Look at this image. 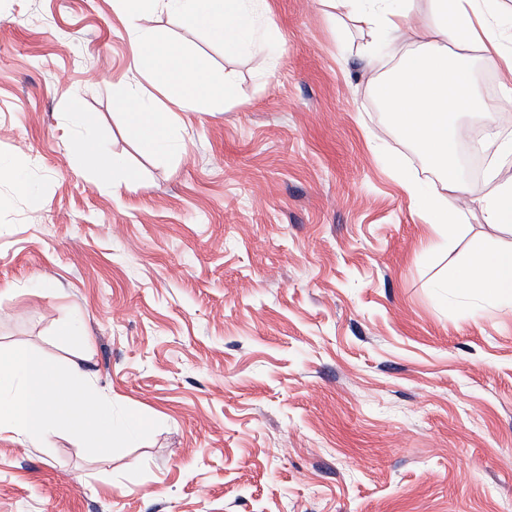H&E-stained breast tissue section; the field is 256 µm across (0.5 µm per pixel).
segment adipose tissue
Returning <instances> with one entry per match:
<instances>
[{"mask_svg": "<svg viewBox=\"0 0 512 512\" xmlns=\"http://www.w3.org/2000/svg\"><path fill=\"white\" fill-rule=\"evenodd\" d=\"M359 24L383 43L401 39L416 13L417 0H339ZM431 22L416 31V49L390 72L382 93L400 134L416 144L442 175L447 197L431 211L445 231H453L454 199L467 188L457 173L458 146L452 134L461 115L478 109L473 66L482 58L498 59L512 75V49L482 0H427ZM126 115L141 150L156 154L176 144L177 116L158 107L141 86L125 90ZM489 189L477 197L486 223L512 231V181L490 176ZM449 288L471 300L512 309V248L492 250L475 244L466 272L449 279Z\"/></svg>", "mask_w": 512, "mask_h": 512, "instance_id": "ef3b65f1", "label": "adipose tissue"}]
</instances>
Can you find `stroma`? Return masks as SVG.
<instances>
[{"mask_svg":"<svg viewBox=\"0 0 512 512\" xmlns=\"http://www.w3.org/2000/svg\"><path fill=\"white\" fill-rule=\"evenodd\" d=\"M270 68L172 15L148 24L231 74L179 110L182 149L142 154L119 91L134 44L113 0H0V348L91 373L152 435L91 456L0 434V512H512V312L447 288L512 232L457 203L443 243L400 181L442 178L383 111L372 32L334 0H267ZM387 68L399 54L376 46ZM455 138L501 178L512 97L494 62ZM80 96L131 183L69 149ZM81 313L88 343L58 335Z\"/></svg>","mask_w":512,"mask_h":512,"instance_id":"obj_1","label":"stroma"}]
</instances>
